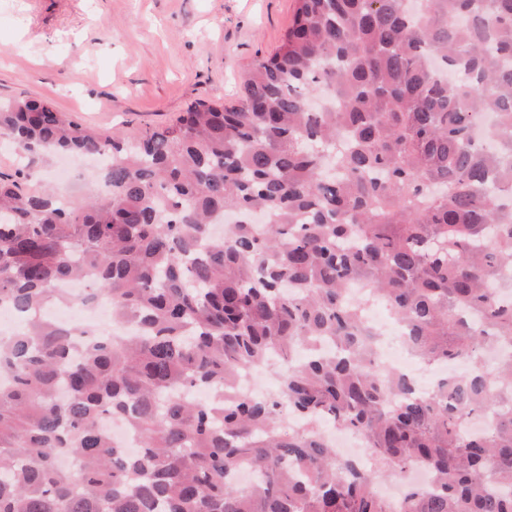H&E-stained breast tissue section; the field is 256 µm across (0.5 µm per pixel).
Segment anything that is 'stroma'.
Wrapping results in <instances>:
<instances>
[{
    "label": "stroma",
    "mask_w": 512,
    "mask_h": 512,
    "mask_svg": "<svg viewBox=\"0 0 512 512\" xmlns=\"http://www.w3.org/2000/svg\"><path fill=\"white\" fill-rule=\"evenodd\" d=\"M294 0H0V99L52 100L112 135L236 104Z\"/></svg>",
    "instance_id": "stroma-1"
}]
</instances>
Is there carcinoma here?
<instances>
[{"instance_id": "1", "label": "carcinoma", "mask_w": 512, "mask_h": 512, "mask_svg": "<svg viewBox=\"0 0 512 512\" xmlns=\"http://www.w3.org/2000/svg\"><path fill=\"white\" fill-rule=\"evenodd\" d=\"M1 135L106 164L77 205L0 172V307L24 323L0 336V512H390L377 484L417 465L403 512H512V0H296L235 105L117 138L18 98ZM358 280L411 355L468 374L419 392L377 367ZM75 281L122 335L48 320ZM274 357V392L236 391ZM346 300L360 304L368 319H370L371 311L377 303L375 302L372 290L367 285L358 281L349 284L346 291ZM107 428L115 442L120 443L129 454H135L138 451L139 441L133 435L122 421H107ZM328 438L336 455L342 459L356 460L361 464L369 460V451L365 440L359 434L344 432L336 428L329 431Z\"/></svg>"}]
</instances>
